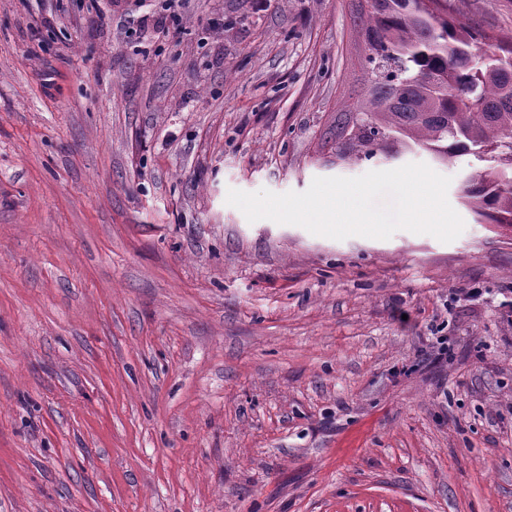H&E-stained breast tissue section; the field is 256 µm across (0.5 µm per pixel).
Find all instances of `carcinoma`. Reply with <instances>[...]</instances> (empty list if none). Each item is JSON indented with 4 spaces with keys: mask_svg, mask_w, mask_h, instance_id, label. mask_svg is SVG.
Wrapping results in <instances>:
<instances>
[{
    "mask_svg": "<svg viewBox=\"0 0 512 512\" xmlns=\"http://www.w3.org/2000/svg\"><path fill=\"white\" fill-rule=\"evenodd\" d=\"M358 4L364 91L336 115V161L418 150L440 164L489 159L461 197L480 221L512 227V37L483 54L485 35L448 18L446 0Z\"/></svg>",
    "mask_w": 512,
    "mask_h": 512,
    "instance_id": "1",
    "label": "carcinoma"
}]
</instances>
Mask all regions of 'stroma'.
<instances>
[{"label":"stroma","mask_w":512,"mask_h":512,"mask_svg":"<svg viewBox=\"0 0 512 512\" xmlns=\"http://www.w3.org/2000/svg\"><path fill=\"white\" fill-rule=\"evenodd\" d=\"M512 36V0H447ZM0 0V512H512V231L334 240L229 190L362 91L350 0ZM224 26L212 28L214 17Z\"/></svg>","instance_id":"stroma-1"}]
</instances>
